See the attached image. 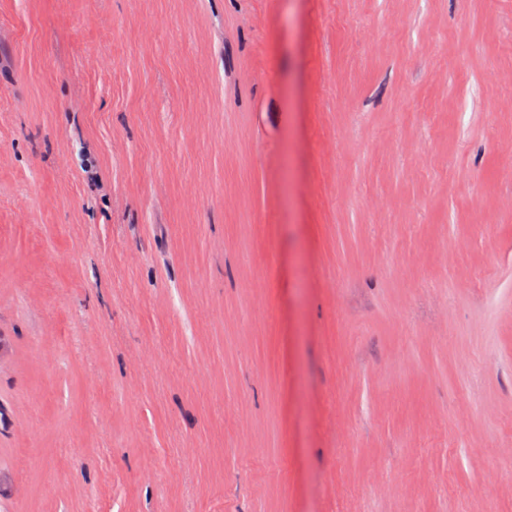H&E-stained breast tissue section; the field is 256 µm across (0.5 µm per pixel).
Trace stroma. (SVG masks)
Segmentation results:
<instances>
[{
  "instance_id": "stroma-1",
  "label": "stroma",
  "mask_w": 512,
  "mask_h": 512,
  "mask_svg": "<svg viewBox=\"0 0 512 512\" xmlns=\"http://www.w3.org/2000/svg\"><path fill=\"white\" fill-rule=\"evenodd\" d=\"M0 512H512V0H0Z\"/></svg>"
}]
</instances>
